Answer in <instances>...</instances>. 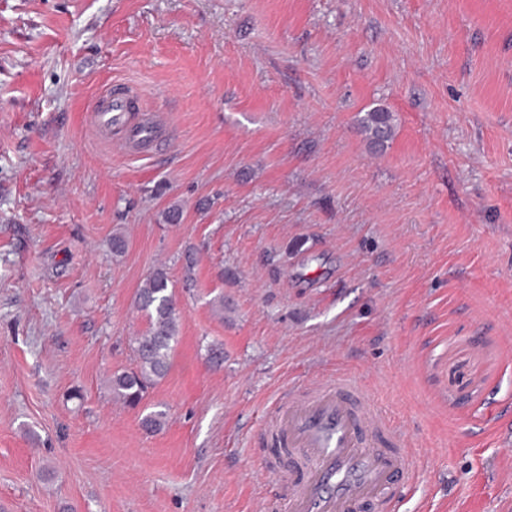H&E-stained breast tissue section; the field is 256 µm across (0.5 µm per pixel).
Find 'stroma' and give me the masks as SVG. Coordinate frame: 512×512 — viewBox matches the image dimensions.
I'll return each instance as SVG.
<instances>
[{"mask_svg": "<svg viewBox=\"0 0 512 512\" xmlns=\"http://www.w3.org/2000/svg\"><path fill=\"white\" fill-rule=\"evenodd\" d=\"M114 82L169 150L97 140ZM161 265L149 434L105 378ZM339 376L412 448L398 512H512V0H0V512H286L262 420ZM357 121L361 131L374 146H382L392 136V115L383 108L366 112Z\"/></svg>", "mask_w": 512, "mask_h": 512, "instance_id": "35a3bbf8", "label": "stroma"}]
</instances>
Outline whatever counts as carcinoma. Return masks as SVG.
I'll return each mask as SVG.
<instances>
[{
  "label": "carcinoma",
  "mask_w": 512,
  "mask_h": 512,
  "mask_svg": "<svg viewBox=\"0 0 512 512\" xmlns=\"http://www.w3.org/2000/svg\"><path fill=\"white\" fill-rule=\"evenodd\" d=\"M358 126L370 143L379 147L392 136V115L375 108L358 119ZM135 306L148 322L145 333L132 342L136 365L114 372L107 379L113 397L132 408L141 404L148 389L166 378L173 366L181 312L165 269L157 268L147 276L137 290ZM166 422L167 413L163 410L150 411L141 419L142 428L148 433L161 431Z\"/></svg>",
  "instance_id": "obj_1"
}]
</instances>
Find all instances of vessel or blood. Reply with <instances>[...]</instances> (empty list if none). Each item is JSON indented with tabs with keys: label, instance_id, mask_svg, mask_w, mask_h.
<instances>
[{
	"label": "vessel or blood",
	"instance_id": "1",
	"mask_svg": "<svg viewBox=\"0 0 512 512\" xmlns=\"http://www.w3.org/2000/svg\"><path fill=\"white\" fill-rule=\"evenodd\" d=\"M139 99L120 84L102 92L91 113L98 135L133 156L158 151L166 123ZM266 429L288 457L289 512H397L414 462L362 387L339 379L279 396Z\"/></svg>",
	"mask_w": 512,
	"mask_h": 512
}]
</instances>
